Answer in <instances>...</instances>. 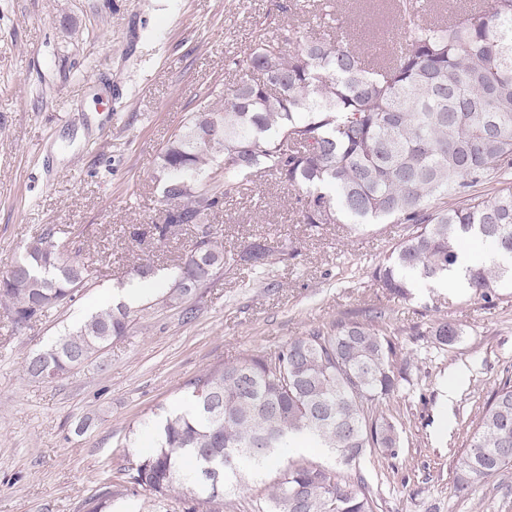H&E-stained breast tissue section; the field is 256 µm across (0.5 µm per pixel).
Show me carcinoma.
<instances>
[{
    "mask_svg": "<svg viewBox=\"0 0 512 512\" xmlns=\"http://www.w3.org/2000/svg\"><path fill=\"white\" fill-rule=\"evenodd\" d=\"M398 39L381 60L361 44L283 25L272 37L258 33L231 60L238 81L211 91L156 163L165 209L153 231L162 240L191 224L196 234L163 304L202 296L229 260L260 273L274 263L273 248L256 241L225 257L209 224L257 176L296 192L305 224L406 225L373 272L393 294L444 279L469 244L494 254L466 269L471 294L489 300L512 288V262L496 260L512 258V0L404 24ZM93 274L49 227L0 277V304L25 325L74 300ZM156 275L146 259L132 269L142 282ZM384 321L382 311L331 321L273 353L205 371L189 382L188 401L156 422L152 446L122 480L158 503L181 490L187 512H198L224 504L244 467L259 472L301 439L326 449L336 467L289 460L266 488L262 512H375L364 478L341 469L369 448L394 456L400 444L397 422L382 407L406 377ZM131 322L124 305L92 313L31 356L26 372L67 376ZM432 335L452 345L462 329L442 319ZM459 467V493L512 467L511 377L483 404Z\"/></svg>",
    "mask_w": 512,
    "mask_h": 512,
    "instance_id": "obj_1",
    "label": "carcinoma"
}]
</instances>
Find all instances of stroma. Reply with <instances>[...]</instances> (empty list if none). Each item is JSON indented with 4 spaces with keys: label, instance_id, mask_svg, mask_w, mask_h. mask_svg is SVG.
Segmentation results:
<instances>
[{
    "label": "stroma",
    "instance_id": "stroma-1",
    "mask_svg": "<svg viewBox=\"0 0 512 512\" xmlns=\"http://www.w3.org/2000/svg\"><path fill=\"white\" fill-rule=\"evenodd\" d=\"M336 7L350 21L340 39L373 55L395 50L400 20L386 0ZM272 22L327 32L316 0H0V275L48 227L95 270L74 301L39 321L17 326L0 307V512H85L107 490L110 512H185L184 497L154 503L116 474L146 447L149 426L185 402L187 383L368 310L388 315L387 335L410 362L388 404L396 455L372 448L356 468L376 512H512V469L455 490L473 421L512 370V293L488 303L436 282L390 294L373 271L405 225L312 227L293 191L261 178L211 222L225 255L261 240L276 262L262 274L225 266L190 299L193 317L159 302L195 234L145 233L161 218L158 155L214 84L235 81L229 60ZM140 257L162 281L132 304L127 335L70 376L28 375V357L108 307L106 292L130 284ZM441 318L462 328L454 345L431 334Z\"/></svg>",
    "mask_w": 512,
    "mask_h": 512
}]
</instances>
